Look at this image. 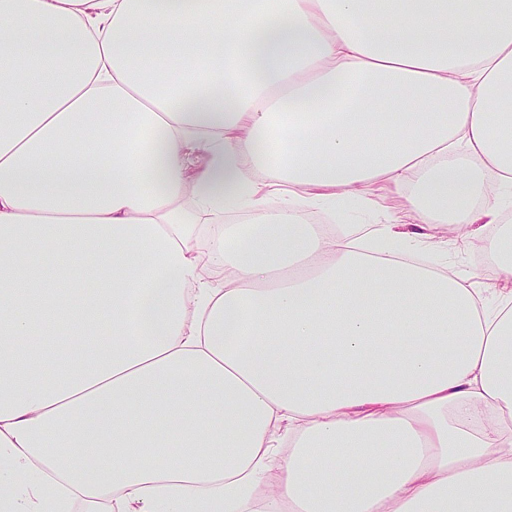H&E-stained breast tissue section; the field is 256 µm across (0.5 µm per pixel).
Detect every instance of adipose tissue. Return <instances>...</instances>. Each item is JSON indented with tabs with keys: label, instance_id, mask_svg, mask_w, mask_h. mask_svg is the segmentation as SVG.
I'll use <instances>...</instances> for the list:
<instances>
[{
	"label": "adipose tissue",
	"instance_id": "adipose-tissue-1",
	"mask_svg": "<svg viewBox=\"0 0 512 512\" xmlns=\"http://www.w3.org/2000/svg\"><path fill=\"white\" fill-rule=\"evenodd\" d=\"M452 2L0 0V512H512V290L419 259L512 281V0ZM377 182L415 231L299 217ZM448 252H452L459 257L458 269L465 275L471 277L472 281L482 284L483 288H488L487 295L490 302L494 301L496 288H502V283L496 280L489 270L483 257L476 248L467 243L457 240L454 235L448 233ZM111 339V336H97L94 339H84L75 341L68 357L64 360L63 365L67 369L78 368L88 357V355L97 347L101 346Z\"/></svg>",
	"mask_w": 512,
	"mask_h": 512
}]
</instances>
